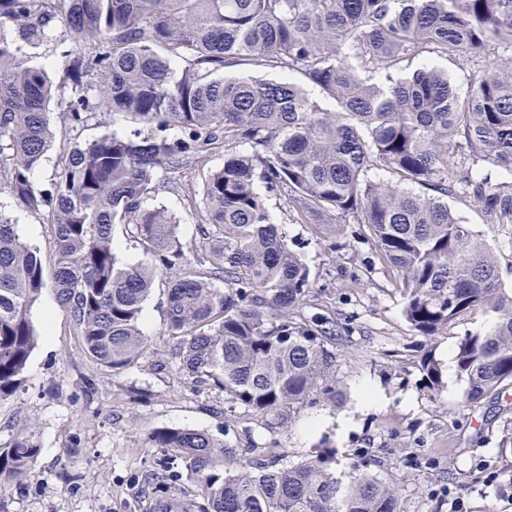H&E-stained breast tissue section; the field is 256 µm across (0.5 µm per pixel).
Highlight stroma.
Instances as JSON below:
<instances>
[{"instance_id":"obj_1","label":"stroma","mask_w":512,"mask_h":512,"mask_svg":"<svg viewBox=\"0 0 512 512\" xmlns=\"http://www.w3.org/2000/svg\"><path fill=\"white\" fill-rule=\"evenodd\" d=\"M265 198L310 271L301 318L339 328L329 348L340 403L314 400L286 424L242 408L227 416L223 394L193 390L168 354L162 280L143 304L146 353L124 374L112 375L85 356L70 312L48 287L32 310L39 341L24 382L0 401V448L27 432L40 452L30 476L0 479V512H147L155 495L152 473L165 467L183 488L192 486L180 459L150 447L151 432L162 427L204 431L236 448H276L293 464L330 446L347 468L365 448L399 484L405 512H450L457 498L463 512H512V457L498 451L502 429L512 421V385L472 405L457 372L444 373L434 394L420 365L429 351L445 362L465 334L488 330L489 316L472 311L426 340L406 321L397 276L381 267L370 238L351 237L344 221L335 235L321 233L317 225L297 222L283 193L269 191ZM448 205L483 234L502 283L512 288V224L487 223L466 198ZM0 211L21 240L50 258L48 225L7 202ZM141 388L150 390V400H133ZM364 390L378 393L382 404L357 410ZM340 416L350 418L347 430H338Z\"/></svg>"}]
</instances>
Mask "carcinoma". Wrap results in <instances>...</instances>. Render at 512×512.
Masks as SVG:
<instances>
[{
  "mask_svg": "<svg viewBox=\"0 0 512 512\" xmlns=\"http://www.w3.org/2000/svg\"><path fill=\"white\" fill-rule=\"evenodd\" d=\"M59 32L61 136L49 116L51 64L22 50ZM490 45L512 51V0H0V193L54 237L48 270L0 213V401L23 382L45 288L70 309L84 352L118 375L146 351L143 303L165 275L164 333L187 383L258 418L292 415L316 396L336 401L335 325L298 315L310 272L259 180L288 196L299 222L359 225L382 268L398 273L403 315L419 335L431 339L476 308L492 314L488 331L460 342L457 370L471 402L511 385L512 289L448 199L512 224V66L484 71L461 95L427 57L459 66ZM419 55L417 69L393 79ZM243 62L282 77L224 75ZM295 73L335 109L309 98ZM117 114L138 128L112 130ZM91 121L98 135L72 136ZM54 146L44 188L35 173ZM220 152L200 189L180 183ZM168 187L188 207L202 204L188 244L175 216L147 206ZM117 224L145 260L122 261ZM421 366L439 391L432 353ZM150 443L194 480L188 494L155 473L154 512H175L178 495L183 512H404L396 483L364 451L344 471L331 448L284 464L203 431L159 428ZM38 455L25 435L0 448V479L27 475Z\"/></svg>",
  "mask_w": 512,
  "mask_h": 512,
  "instance_id": "obj_1",
  "label": "carcinoma"
}]
</instances>
